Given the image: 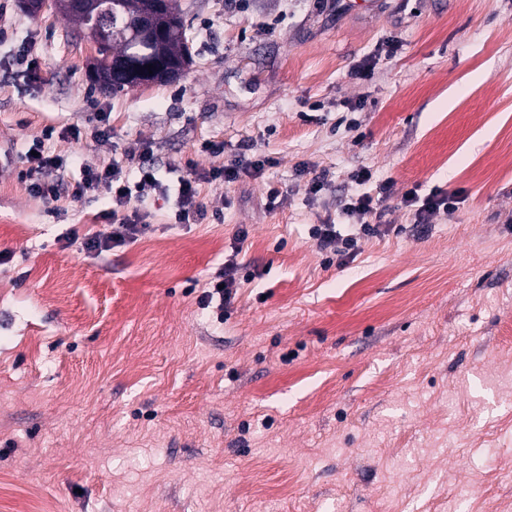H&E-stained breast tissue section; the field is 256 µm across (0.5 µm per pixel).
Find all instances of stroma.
Returning <instances> with one entry per match:
<instances>
[{
  "instance_id": "stroma-1",
  "label": "stroma",
  "mask_w": 512,
  "mask_h": 512,
  "mask_svg": "<svg viewBox=\"0 0 512 512\" xmlns=\"http://www.w3.org/2000/svg\"><path fill=\"white\" fill-rule=\"evenodd\" d=\"M192 60L115 95L55 10L0 0V512H484L512 497V0H177ZM31 45L30 77L15 53ZM366 76H358L359 67ZM107 113L109 141L93 129ZM46 141L84 168L266 165L200 182L207 219L148 200L99 256L107 196L18 177ZM218 140L224 153L202 152ZM369 168L400 234L329 264ZM326 175L320 196L312 178ZM277 187L283 205L268 208ZM460 191L427 233L404 193ZM255 279L199 297L239 228Z\"/></svg>"
}]
</instances>
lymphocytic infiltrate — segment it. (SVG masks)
Masks as SVG:
<instances>
[{
  "label": "lymphocytic infiltrate",
  "mask_w": 512,
  "mask_h": 512,
  "mask_svg": "<svg viewBox=\"0 0 512 512\" xmlns=\"http://www.w3.org/2000/svg\"><path fill=\"white\" fill-rule=\"evenodd\" d=\"M32 149V154L26 157L28 167L22 175L30 193L45 199H55L59 197L61 189L66 188L76 200L97 192L110 196L112 211L120 216L119 223L113 225L110 232H95L83 237L85 251L95 256L137 238L142 230L138 206L145 200L156 197L163 199L169 193H176L177 222H195L204 216L198 203L200 181L232 183L238 180L241 173L236 165L215 167L201 174L193 171L180 177L177 189L173 190L158 177L153 166H139L137 175L132 176L115 163L97 169H85L79 180L68 185L64 182L67 159L46 151L43 141L40 140L33 142ZM458 202V192L441 188L424 196L412 188L403 196L404 205L413 208L415 219L421 224L428 223L430 217L436 214L452 216ZM342 211L351 221L348 231H341L334 224H317L313 227L312 233L327 256L349 258L354 254L360 238L381 236L392 230L391 225L384 220L383 210L376 207L373 196L363 190L352 195L343 205ZM247 237V230H239L233 246V256L225 260L216 271L207 290L199 299L200 305L206 307L215 300L226 305L236 296L240 285V265L236 255L241 252Z\"/></svg>",
  "instance_id": "lymphocytic-infiltrate-1"
}]
</instances>
